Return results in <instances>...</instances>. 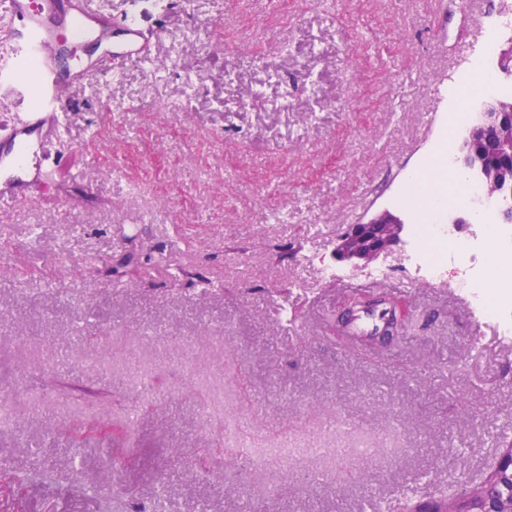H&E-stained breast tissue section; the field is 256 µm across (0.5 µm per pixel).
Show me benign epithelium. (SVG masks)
<instances>
[{
  "instance_id": "obj_1",
  "label": "benign epithelium",
  "mask_w": 512,
  "mask_h": 512,
  "mask_svg": "<svg viewBox=\"0 0 512 512\" xmlns=\"http://www.w3.org/2000/svg\"><path fill=\"white\" fill-rule=\"evenodd\" d=\"M484 136L497 141L500 162L488 164L472 154L467 147H461L456 162L465 170L479 173L492 194H512V180L506 172L512 170V105L500 103L492 109L480 113L477 125L468 137ZM372 232L366 233L363 225L353 224L343 233L335 247L336 258L348 261L353 267L360 262L368 263L395 245L403 230L402 221L389 211H384L367 222Z\"/></svg>"
}]
</instances>
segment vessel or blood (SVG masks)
Returning <instances> with one entry per match:
<instances>
[{
  "mask_svg": "<svg viewBox=\"0 0 512 512\" xmlns=\"http://www.w3.org/2000/svg\"><path fill=\"white\" fill-rule=\"evenodd\" d=\"M0 25L5 28L0 35V87L25 90L31 63L40 66L39 90L27 94L24 116L0 132V204H5L46 193L53 186L50 170L32 179L24 172L66 131L61 86L78 87L101 71L141 62L151 46L134 15L100 12L88 0H0ZM91 35L105 47L98 58L88 60L83 47ZM61 51L68 58L64 66L56 62Z\"/></svg>",
  "mask_w": 512,
  "mask_h": 512,
  "instance_id": "b4317fda",
  "label": "vessel or blood"
}]
</instances>
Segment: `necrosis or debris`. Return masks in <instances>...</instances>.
Listing matches in <instances>:
<instances>
[{"instance_id": "necrosis-or-debris-1", "label": "necrosis or debris", "mask_w": 512, "mask_h": 512, "mask_svg": "<svg viewBox=\"0 0 512 512\" xmlns=\"http://www.w3.org/2000/svg\"><path fill=\"white\" fill-rule=\"evenodd\" d=\"M460 199L474 214V230L469 237L459 238L451 224L414 225L410 255L418 280L442 283L448 265H455L474 305L495 321L503 335H511L512 226L497 221L503 202L486 197L474 176L464 181Z\"/></svg>"}]
</instances>
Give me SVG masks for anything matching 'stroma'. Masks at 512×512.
<instances>
[{
  "instance_id": "stroma-1",
  "label": "stroma",
  "mask_w": 512,
  "mask_h": 512,
  "mask_svg": "<svg viewBox=\"0 0 512 512\" xmlns=\"http://www.w3.org/2000/svg\"><path fill=\"white\" fill-rule=\"evenodd\" d=\"M91 5L156 38L70 89L55 194L0 208V512H384L495 464L512 335L456 269L415 282L405 232L378 261L414 323L365 349L334 327L362 294L334 249L361 211L418 223L406 178L448 144L424 119L483 108L466 79L512 0Z\"/></svg>"
}]
</instances>
